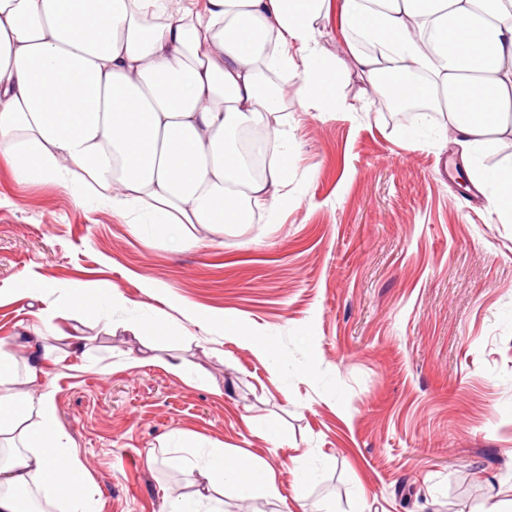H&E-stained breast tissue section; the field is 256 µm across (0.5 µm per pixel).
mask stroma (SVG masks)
Returning <instances> with one entry per match:
<instances>
[{"mask_svg":"<svg viewBox=\"0 0 512 512\" xmlns=\"http://www.w3.org/2000/svg\"><path fill=\"white\" fill-rule=\"evenodd\" d=\"M345 109L278 115L292 153L278 223L199 231L196 248L135 231L68 183L16 182L0 161V339L18 365L35 311L69 285L123 295L91 313L82 352L44 366L97 512H170L205 477L168 451L220 443L278 496L223 512H488L512 499V223L460 181L444 135L406 139L358 75ZM159 287L148 294L144 283ZM218 309L266 353L200 328ZM161 325L152 348L132 324ZM184 359L181 377L157 358ZM41 385L28 386L38 394Z\"/></svg>","mask_w":512,"mask_h":512,"instance_id":"1","label":"stroma"}]
</instances>
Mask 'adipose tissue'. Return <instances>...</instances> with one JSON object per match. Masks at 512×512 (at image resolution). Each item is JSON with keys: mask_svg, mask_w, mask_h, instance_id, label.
Returning a JSON list of instances; mask_svg holds the SVG:
<instances>
[{"mask_svg": "<svg viewBox=\"0 0 512 512\" xmlns=\"http://www.w3.org/2000/svg\"><path fill=\"white\" fill-rule=\"evenodd\" d=\"M333 14L353 67L322 54ZM353 69L375 95L421 104L423 121L444 117L468 182L512 223V163H481L512 139V0H0V157L18 182L73 183L137 223L178 227L192 249L193 227L220 234L260 210L272 224L287 202V152L256 177L236 145L247 127L281 142L282 75L298 71L301 108L333 112ZM43 374L0 341V512H30L23 490L94 512L51 392L17 388ZM206 454L209 490L275 495L252 460Z\"/></svg>", "mask_w": 512, "mask_h": 512, "instance_id": "obj_1", "label": "adipose tissue"}]
</instances>
